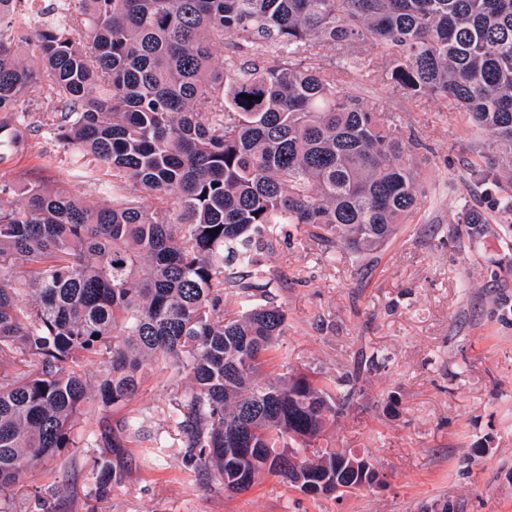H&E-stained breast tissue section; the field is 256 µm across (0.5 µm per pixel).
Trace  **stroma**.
I'll return each instance as SVG.
<instances>
[{"instance_id":"stroma-1","label":"stroma","mask_w":512,"mask_h":512,"mask_svg":"<svg viewBox=\"0 0 512 512\" xmlns=\"http://www.w3.org/2000/svg\"><path fill=\"white\" fill-rule=\"evenodd\" d=\"M342 51L318 60L344 92L393 114L408 133L404 158L419 173L421 206L372 252L325 249L304 228L277 225L244 274L266 286L287 314L279 339L285 372L336 378L358 371L362 393L319 443L368 454L384 484L335 498L311 497L265 477L228 494L187 466L168 421L175 386L148 370L131 407L164 448L126 449L121 484L88 499L97 448H71L35 465L17 491L20 512H512V226L500 194L478 170L488 134L437 98H410L383 79L343 73ZM53 157L51 168L38 155ZM0 179L32 180L97 198L95 180L73 179L69 157L47 127L25 132ZM485 223L463 224L462 209Z\"/></svg>"}]
</instances>
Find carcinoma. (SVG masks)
I'll list each match as a JSON object with an SVG mask.
<instances>
[{
  "label": "carcinoma",
  "mask_w": 512,
  "mask_h": 512,
  "mask_svg": "<svg viewBox=\"0 0 512 512\" xmlns=\"http://www.w3.org/2000/svg\"><path fill=\"white\" fill-rule=\"evenodd\" d=\"M26 2L0 0V147L31 128L22 102L49 93L42 121L76 172L96 162L103 202L42 181L12 202L0 184V512L65 448L165 443L134 415L75 430L127 407L148 367L188 375L168 419L221 486L285 483L291 458L342 496L382 485L369 455L317 444L357 378L261 379L286 313L226 268L273 224L372 251L420 208L401 126L341 94L311 62L325 46L386 52L390 83L466 113L501 151L490 168L512 171V0H51L36 28ZM496 206L511 224L512 185ZM123 477L99 457L88 496Z\"/></svg>",
  "instance_id": "carcinoma-1"
}]
</instances>
